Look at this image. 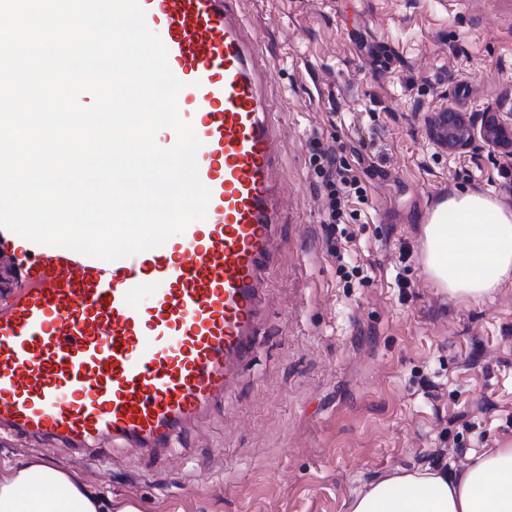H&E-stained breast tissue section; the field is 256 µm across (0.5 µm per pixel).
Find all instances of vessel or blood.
Wrapping results in <instances>:
<instances>
[{
  "mask_svg": "<svg viewBox=\"0 0 512 512\" xmlns=\"http://www.w3.org/2000/svg\"><path fill=\"white\" fill-rule=\"evenodd\" d=\"M240 2L140 0L201 141L205 219L112 262L0 227V433L157 458L230 400L288 214L269 50Z\"/></svg>",
  "mask_w": 512,
  "mask_h": 512,
  "instance_id": "b4317fda",
  "label": "vessel or blood"
}]
</instances>
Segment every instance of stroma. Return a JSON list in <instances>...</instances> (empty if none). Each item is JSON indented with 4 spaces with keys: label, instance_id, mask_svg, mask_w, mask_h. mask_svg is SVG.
<instances>
[{
    "label": "stroma",
    "instance_id": "1",
    "mask_svg": "<svg viewBox=\"0 0 512 512\" xmlns=\"http://www.w3.org/2000/svg\"><path fill=\"white\" fill-rule=\"evenodd\" d=\"M242 9L272 48L290 212L314 237L304 250L294 237L282 242L232 405L154 462L109 440L86 460L13 436L0 439L1 470L63 471L112 512H347L354 493L425 467L441 443L461 446L458 473L507 443L512 280L477 303L439 298L423 273L420 217L435 194L461 190L512 209V179L485 150L439 151L425 123L446 107L512 113V29L482 0H242ZM316 138L337 140L351 164L381 169L354 223L376 266L351 288L321 238ZM399 274L417 283L410 298ZM477 352L482 365L467 367ZM433 375L448 381L441 415L420 387ZM483 400L495 409L475 430L468 409Z\"/></svg>",
    "mask_w": 512,
    "mask_h": 512
}]
</instances>
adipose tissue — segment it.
<instances>
[{"mask_svg": "<svg viewBox=\"0 0 512 512\" xmlns=\"http://www.w3.org/2000/svg\"><path fill=\"white\" fill-rule=\"evenodd\" d=\"M425 272L451 295L481 301L512 279V210L478 192L448 199L424 227ZM68 475L46 466L0 476V512H102ZM348 512H512V443L474 457L461 475L413 470L357 493Z\"/></svg>", "mask_w": 512, "mask_h": 512, "instance_id": "1", "label": "adipose tissue"}]
</instances>
